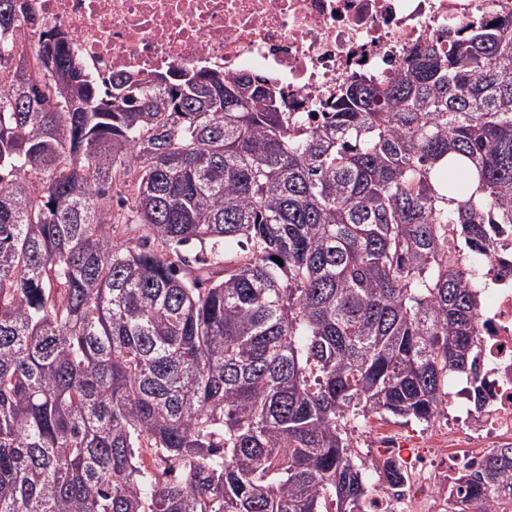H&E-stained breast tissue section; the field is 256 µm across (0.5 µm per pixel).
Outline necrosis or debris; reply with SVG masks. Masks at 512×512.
Returning <instances> with one entry per match:
<instances>
[{"instance_id": "1", "label": "necrosis or debris", "mask_w": 512, "mask_h": 512, "mask_svg": "<svg viewBox=\"0 0 512 512\" xmlns=\"http://www.w3.org/2000/svg\"><path fill=\"white\" fill-rule=\"evenodd\" d=\"M46 29L71 37L89 77L149 75L215 67L258 75L276 86L287 112H318L358 72H397L403 51L447 35L485 5L512 21V0H32ZM492 246L507 268H494L479 301L480 334L472 374L482 407L410 449L370 424L378 453L402 477L376 485L363 512H470L459 477L494 449L512 444V235Z\"/></svg>"}]
</instances>
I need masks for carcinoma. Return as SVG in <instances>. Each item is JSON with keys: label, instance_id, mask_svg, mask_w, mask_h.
Returning <instances> with one entry per match:
<instances>
[{"label": "carcinoma", "instance_id": "obj_1", "mask_svg": "<svg viewBox=\"0 0 512 512\" xmlns=\"http://www.w3.org/2000/svg\"><path fill=\"white\" fill-rule=\"evenodd\" d=\"M58 32L0 0V512H362L351 425L430 423L472 373L512 27L408 48L314 125L257 75L101 85L69 37L45 67ZM505 476L512 446L461 476L474 512Z\"/></svg>", "mask_w": 512, "mask_h": 512}]
</instances>
